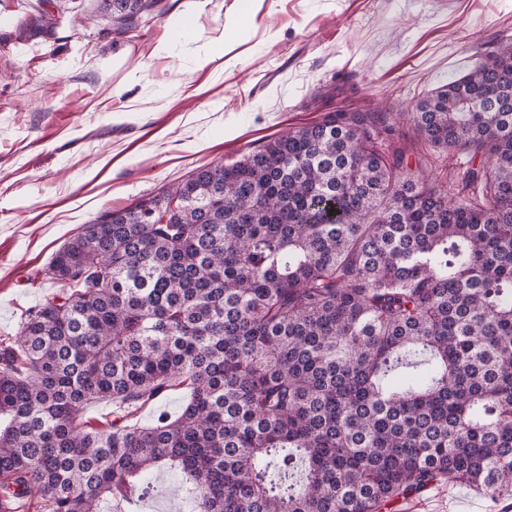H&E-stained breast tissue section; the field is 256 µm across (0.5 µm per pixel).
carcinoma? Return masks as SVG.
Here are the masks:
<instances>
[{"mask_svg": "<svg viewBox=\"0 0 512 512\" xmlns=\"http://www.w3.org/2000/svg\"><path fill=\"white\" fill-rule=\"evenodd\" d=\"M412 121L467 157L455 198L392 113L339 110L61 246L0 348V512H132L161 469L191 512H381L440 479L512 499V42ZM186 391L183 389H176L168 392L163 398L148 405L139 414V422L141 424L151 423L152 420L161 414H168L172 417L178 414L182 405L186 401Z\"/></svg>", "mask_w": 512, "mask_h": 512, "instance_id": "obj_1", "label": "carcinoma"}]
</instances>
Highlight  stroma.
<instances>
[{
	"label": "stroma",
	"instance_id": "stroma-1",
	"mask_svg": "<svg viewBox=\"0 0 512 512\" xmlns=\"http://www.w3.org/2000/svg\"><path fill=\"white\" fill-rule=\"evenodd\" d=\"M508 38L512 0H161L123 34L94 0H0V346L84 224L323 113H400V145L447 183L464 155L425 146L406 112ZM457 507L500 512L445 480L389 512Z\"/></svg>",
	"mask_w": 512,
	"mask_h": 512
}]
</instances>
